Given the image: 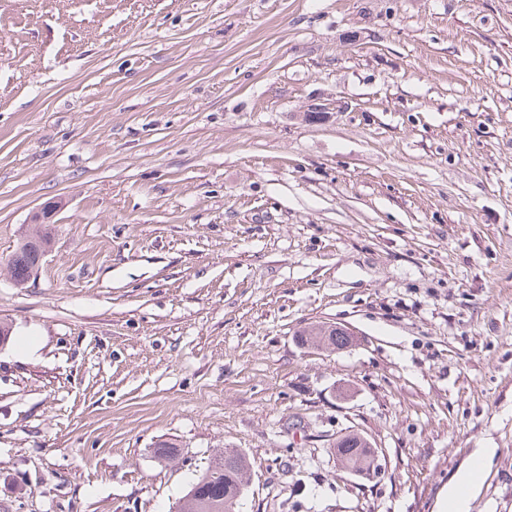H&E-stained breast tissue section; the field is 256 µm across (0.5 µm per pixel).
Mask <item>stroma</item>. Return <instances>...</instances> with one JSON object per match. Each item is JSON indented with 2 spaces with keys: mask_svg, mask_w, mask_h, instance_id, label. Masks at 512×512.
Masks as SVG:
<instances>
[{
  "mask_svg": "<svg viewBox=\"0 0 512 512\" xmlns=\"http://www.w3.org/2000/svg\"><path fill=\"white\" fill-rule=\"evenodd\" d=\"M0 323V512H512V0H0ZM47 243L48 242H46L40 234H35L32 236H24L21 239L20 244H19V249H21V247L23 245H26L27 249L32 248V250H36L37 254H38V259L36 261V257L33 256L30 252L25 251L24 249L21 251V253H19L16 256V258L13 260L14 267L16 270H18L23 275H25V272L27 270L31 269L32 267H34V265H35V267L30 270L29 277L25 278V279H21V278L17 277L14 274L13 269L10 266L11 280L13 281V283L16 287L21 288L24 285H26L29 282V280L31 279V277L34 275V273L37 272V270L39 269L44 258L48 254V244ZM35 261H36V263H35ZM306 331H307V334L305 336L306 339H307L308 335L318 336L319 339L329 336V341L335 348L341 347L345 344L344 349H347V348L351 347L353 344V337H352V336H354L353 332L351 331L350 328L343 326V325L331 324V323H320V324H315V325L307 327ZM335 334H336V336H334ZM346 339H347V341H346ZM353 435L357 437L359 445L364 446L363 448L359 447L352 439H346L343 446H341L343 448H332L331 453L336 455V459H340L353 467H358L362 471H367V473L371 467L373 470L376 469L374 461L375 459L376 461L378 460L377 447L361 433H353ZM371 448L375 459L373 458ZM245 455L217 449L207 469L197 474L175 504V512H236L247 487ZM234 505L233 511L226 506ZM476 481L473 480L471 470H465L460 473L454 485L448 488L447 494L443 495L442 509L446 512H470L471 490L475 487ZM468 485V490L465 494L461 495L458 492V487Z\"/></svg>",
  "mask_w": 512,
  "mask_h": 512,
  "instance_id": "35a3bbf8",
  "label": "stroma"
}]
</instances>
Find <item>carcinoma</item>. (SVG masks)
Masks as SVG:
<instances>
[{
    "label": "carcinoma",
    "instance_id": "carcinoma-1",
    "mask_svg": "<svg viewBox=\"0 0 512 512\" xmlns=\"http://www.w3.org/2000/svg\"><path fill=\"white\" fill-rule=\"evenodd\" d=\"M336 458L364 471L374 466L369 448H361L351 439L343 447L331 449ZM249 465L245 455L218 449L207 469L197 474L186 493L175 504V512H227L226 506L238 505L247 487Z\"/></svg>",
    "mask_w": 512,
    "mask_h": 512
}]
</instances>
